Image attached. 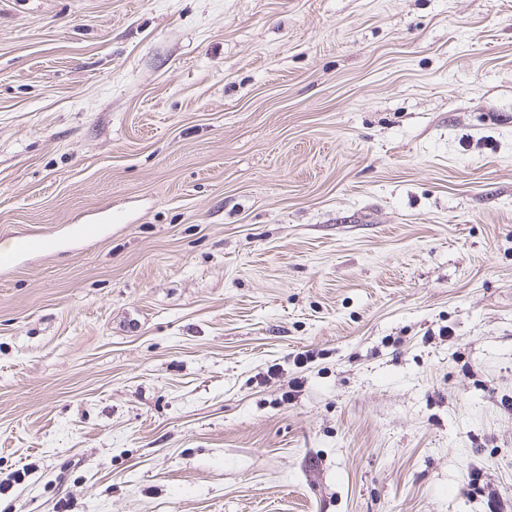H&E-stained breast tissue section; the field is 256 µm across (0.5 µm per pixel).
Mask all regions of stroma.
Segmentation results:
<instances>
[{"instance_id": "35a3bbf8", "label": "stroma", "mask_w": 512, "mask_h": 512, "mask_svg": "<svg viewBox=\"0 0 512 512\" xmlns=\"http://www.w3.org/2000/svg\"><path fill=\"white\" fill-rule=\"evenodd\" d=\"M34 232L0 512H512V0H0Z\"/></svg>"}]
</instances>
